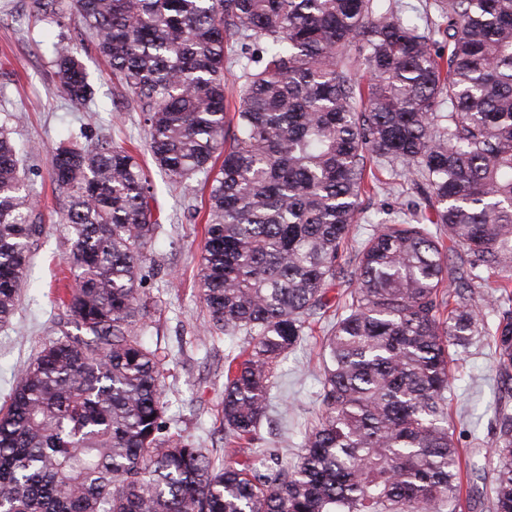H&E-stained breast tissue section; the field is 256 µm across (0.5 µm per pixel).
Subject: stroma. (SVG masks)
I'll return each instance as SVG.
<instances>
[{
  "mask_svg": "<svg viewBox=\"0 0 512 512\" xmlns=\"http://www.w3.org/2000/svg\"><path fill=\"white\" fill-rule=\"evenodd\" d=\"M68 34L81 38L80 59L96 89L90 107L72 104L62 93L50 64L57 28L34 23L28 0H0V129L21 153V166L35 199L34 218L43 232L32 246L29 278L9 323L0 324V405L21 370L45 343L72 331L58 297L71 284L64 263L71 229L60 221L65 201L54 189L51 154L56 142L76 137L84 144L112 138L133 143L148 171L161 206L160 228L139 270L140 286L153 308L141 322L145 345L161 357L163 401L168 433L216 458L240 455L224 444L220 409L224 357L243 342L239 336L206 334L199 268L205 245L204 199L197 189L172 185L153 163L142 113L114 103L108 66L92 37L70 22ZM422 192L381 191L364 198L358 232L399 220ZM323 324L313 325L300 346L280 360L274 374L273 407L259 431L256 448L278 453L283 466L301 454L304 429L319 413L318 359ZM448 415L463 466L465 484L482 490L498 432L497 408L507 398L496 374L490 344L455 355Z\"/></svg>",
  "mask_w": 512,
  "mask_h": 512,
  "instance_id": "stroma-1",
  "label": "stroma"
}]
</instances>
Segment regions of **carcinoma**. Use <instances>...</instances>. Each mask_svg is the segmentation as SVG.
Instances as JSON below:
<instances>
[{
    "mask_svg": "<svg viewBox=\"0 0 512 512\" xmlns=\"http://www.w3.org/2000/svg\"><path fill=\"white\" fill-rule=\"evenodd\" d=\"M432 5L442 31L383 0H31L32 16L93 31L169 181L204 175L205 327L246 336L224 357L225 442L254 443L275 366L311 323L328 328L321 413L296 468L259 450L218 465L161 436V359L139 336L138 270L159 224L148 174L118 141H59L52 178L76 280L61 303L81 335L45 345L0 409L10 512H443L459 499L446 393L450 350L486 334L475 286L494 288V359L512 380V0ZM53 47L66 97L93 103L77 47L61 34ZM242 59L231 87L224 70ZM370 158L428 201L356 238ZM32 212L1 130L0 323L42 232ZM458 252L463 273L449 266ZM341 280L349 288L330 295ZM495 455L483 500L512 512L505 406Z\"/></svg>",
    "mask_w": 512,
    "mask_h": 512,
    "instance_id": "cac0c4a2",
    "label": "carcinoma"
}]
</instances>
